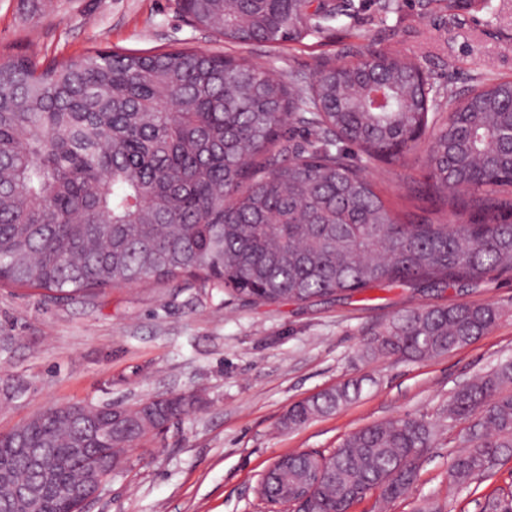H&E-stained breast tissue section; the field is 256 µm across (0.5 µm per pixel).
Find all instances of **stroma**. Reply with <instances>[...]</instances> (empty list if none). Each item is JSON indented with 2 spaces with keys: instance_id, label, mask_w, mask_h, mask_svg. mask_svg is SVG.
I'll return each mask as SVG.
<instances>
[{
  "instance_id": "stroma-1",
  "label": "stroma",
  "mask_w": 512,
  "mask_h": 512,
  "mask_svg": "<svg viewBox=\"0 0 512 512\" xmlns=\"http://www.w3.org/2000/svg\"><path fill=\"white\" fill-rule=\"evenodd\" d=\"M355 0L349 15L300 42L228 47L231 55L306 85L326 61L343 62L392 46L413 58L434 88L457 92L483 79L512 80V0ZM149 52L218 50L181 0H0V53L70 58L88 49ZM351 159L398 213H420L411 191L427 168L416 155L387 165L360 152ZM496 303L506 315L488 333L448 354L420 362L359 351L370 332L410 309ZM512 356V270L476 283L433 288L390 284L308 303L256 306L198 282L126 285L75 299L0 287V432L67 403L130 405L179 392L200 394L190 416L145 446L129 449L85 512H269L258 493L280 457L328 453L348 434L387 420L438 421L449 396ZM363 379L355 402L288 430L293 404L348 379ZM465 427H447L425 454L417 483L384 501L369 492L349 512H412L420 501L448 512H482L512 494V458L463 487L448 468L462 451Z\"/></svg>"
}]
</instances>
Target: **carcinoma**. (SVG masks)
Here are the masks:
<instances>
[{
    "label": "carcinoma",
    "instance_id": "obj_1",
    "mask_svg": "<svg viewBox=\"0 0 512 512\" xmlns=\"http://www.w3.org/2000/svg\"><path fill=\"white\" fill-rule=\"evenodd\" d=\"M352 0H182L198 26L232 43L301 41ZM394 49L325 62L304 87L244 58L192 48L93 49L47 65L0 58V282L78 296L191 278L256 305L306 303L381 284L473 283L512 269V81L464 98L421 88ZM305 125V148L286 143ZM431 131L415 198L470 213L458 224L398 222L346 147L403 164ZM503 316L495 303L430 306L393 317L366 360L420 361L466 346ZM350 379L288 409L299 427L358 399ZM190 396L151 409L65 404L28 418L0 443L36 448L78 488L154 430L194 412ZM477 421L448 481L463 485L512 456V359L448 400V423ZM437 425L404 418L349 434L325 455H288L263 475V499L288 512H349L369 491L396 499L417 481ZM37 480L24 453L0 461V512ZM41 512H82L44 492Z\"/></svg>",
    "mask_w": 512,
    "mask_h": 512
}]
</instances>
